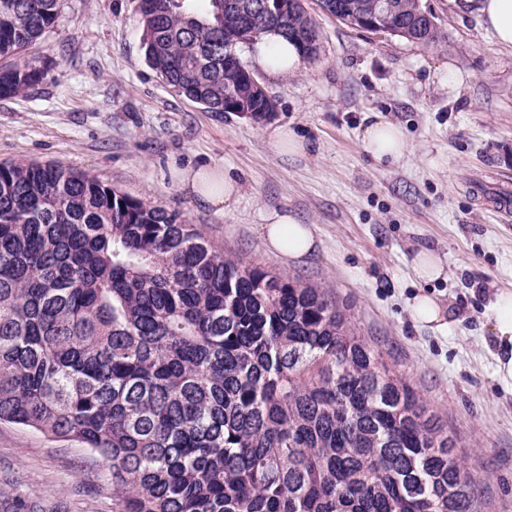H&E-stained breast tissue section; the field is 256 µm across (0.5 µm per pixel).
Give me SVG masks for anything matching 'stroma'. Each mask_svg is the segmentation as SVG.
Segmentation results:
<instances>
[{
    "mask_svg": "<svg viewBox=\"0 0 512 512\" xmlns=\"http://www.w3.org/2000/svg\"><path fill=\"white\" fill-rule=\"evenodd\" d=\"M443 39L421 48L352 28L305 6L320 52L291 74L260 72L277 110L262 122L216 114L177 95L148 64L139 0H61L58 19L26 56L44 77L0 99V163H54L144 203L178 211L223 249L275 276L327 289L353 332L423 398L456 441L481 512H512V382L496 375L501 350L492 304L512 292V49L474 13L421 0ZM379 113L400 125L407 155L376 162L362 126ZM303 153L276 152L278 127ZM217 165L237 180L229 212L195 202L177 173ZM292 212L320 241L286 260L260 229ZM422 249L446 278L425 283L410 263ZM427 293L441 323L415 321ZM40 512H113L109 465L86 445L0 422V505Z\"/></svg>",
    "mask_w": 512,
    "mask_h": 512,
    "instance_id": "stroma-1",
    "label": "stroma"
}]
</instances>
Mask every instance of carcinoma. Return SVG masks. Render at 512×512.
<instances>
[{"mask_svg":"<svg viewBox=\"0 0 512 512\" xmlns=\"http://www.w3.org/2000/svg\"><path fill=\"white\" fill-rule=\"evenodd\" d=\"M60 0H0V98ZM140 0L145 58L207 112L276 110L242 60L258 0ZM301 58L320 30L283 0ZM422 47L416 0H319ZM248 33L234 44L231 34ZM0 421L87 445L116 512H480L455 441L323 288L224 255L179 214L55 165L0 164Z\"/></svg>","mask_w":512,"mask_h":512,"instance_id":"cac0c4a2","label":"carcinoma"}]
</instances>
